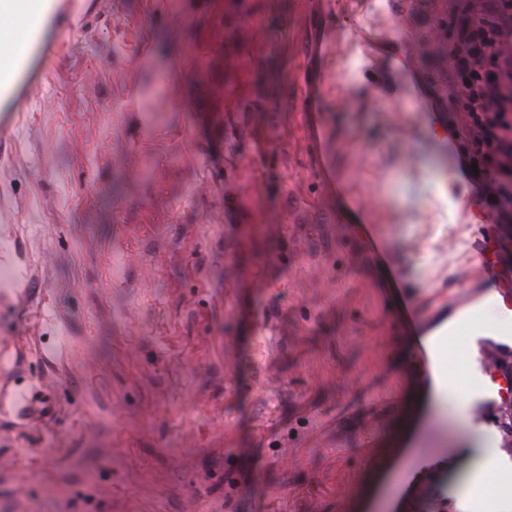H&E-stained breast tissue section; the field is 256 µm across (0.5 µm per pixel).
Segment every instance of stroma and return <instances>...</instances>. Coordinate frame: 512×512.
Returning <instances> with one entry per match:
<instances>
[{"instance_id":"obj_1","label":"stroma","mask_w":512,"mask_h":512,"mask_svg":"<svg viewBox=\"0 0 512 512\" xmlns=\"http://www.w3.org/2000/svg\"><path fill=\"white\" fill-rule=\"evenodd\" d=\"M482 13L425 0L424 69ZM328 33L321 0H52L0 103V512H460L478 449L512 474L499 380L438 399L401 325L512 278V223L437 186L479 131L373 28L402 105L350 59L301 111Z\"/></svg>"}]
</instances>
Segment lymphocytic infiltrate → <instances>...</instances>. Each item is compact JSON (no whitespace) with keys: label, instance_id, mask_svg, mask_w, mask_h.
<instances>
[{"label":"lymphocytic infiltrate","instance_id":"f902f5d3","mask_svg":"<svg viewBox=\"0 0 512 512\" xmlns=\"http://www.w3.org/2000/svg\"><path fill=\"white\" fill-rule=\"evenodd\" d=\"M500 31L482 21L463 27L455 49L463 64L484 59L478 76L462 81L461 101L474 125L481 131L479 140L460 146L459 172L472 186L476 200L486 202L500 224L512 223V60L501 62L496 50ZM498 189L486 196L485 183Z\"/></svg>","mask_w":512,"mask_h":512}]
</instances>
